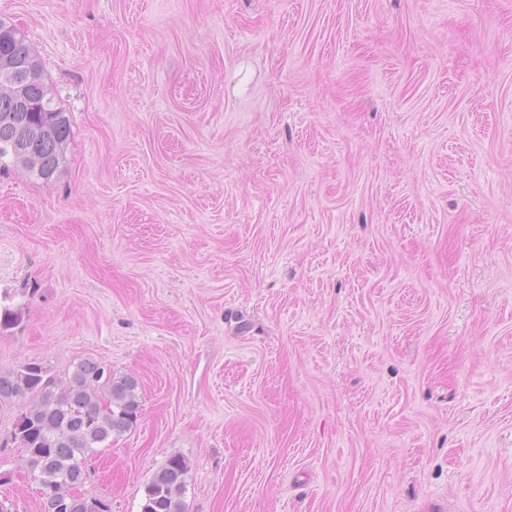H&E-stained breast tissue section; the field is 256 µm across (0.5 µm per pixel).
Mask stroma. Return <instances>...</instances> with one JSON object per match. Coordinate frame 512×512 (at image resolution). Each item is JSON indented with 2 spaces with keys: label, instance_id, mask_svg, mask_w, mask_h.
Segmentation results:
<instances>
[{
  "label": "stroma",
  "instance_id": "obj_1",
  "mask_svg": "<svg viewBox=\"0 0 512 512\" xmlns=\"http://www.w3.org/2000/svg\"><path fill=\"white\" fill-rule=\"evenodd\" d=\"M72 135L0 174V371L135 376L77 492L512 512V0H0ZM0 402V500L42 512ZM187 474L184 458L170 456L146 486L141 512H186Z\"/></svg>",
  "mask_w": 512,
  "mask_h": 512
}]
</instances>
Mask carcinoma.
<instances>
[{"label":"carcinoma","mask_w":512,"mask_h":512,"mask_svg":"<svg viewBox=\"0 0 512 512\" xmlns=\"http://www.w3.org/2000/svg\"><path fill=\"white\" fill-rule=\"evenodd\" d=\"M2 56L42 69L38 52L25 35L1 31ZM32 97L60 116L53 130L46 132L39 116L22 113L27 118L30 153L40 162L38 178L44 181L64 167L72 129L69 118L53 105L52 98L43 96L42 88L34 89ZM17 106L14 97L0 93V171L14 166L8 149L18 127L9 116ZM27 398L31 404L17 417L11 437L25 449L22 464L41 488L43 512H101L102 503L82 497L67 499L61 490L83 483L86 457L136 424L141 407L137 379L117 375L93 358L78 362L59 383L39 362L0 371V402ZM187 474L184 458L170 456L146 486L141 512H186Z\"/></svg>","instance_id":"cac0c4a2"}]
</instances>
